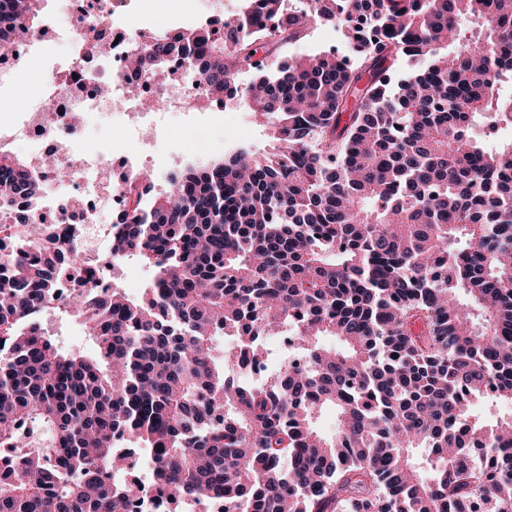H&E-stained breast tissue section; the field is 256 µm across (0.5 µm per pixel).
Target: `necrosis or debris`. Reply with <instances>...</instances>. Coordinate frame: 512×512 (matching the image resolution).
<instances>
[{"instance_id": "1", "label": "necrosis or debris", "mask_w": 512, "mask_h": 512, "mask_svg": "<svg viewBox=\"0 0 512 512\" xmlns=\"http://www.w3.org/2000/svg\"><path fill=\"white\" fill-rule=\"evenodd\" d=\"M54 12L40 31L0 49L13 68L35 67L44 76L37 90L23 97V109L0 119V149H28V163L40 181L51 186L59 176L44 166L46 156L66 162L85 139L89 124H119L133 148L121 157L110 152L85 154L70 176V191L48 194L38 214L44 238L74 240L82 263L77 269L55 270L61 295L99 282L102 259L112 253L113 213L131 210L126 192L153 153L160 120L141 105L161 101L168 116L188 118L201 107L223 110L220 100L204 102L205 86L190 76L181 55L168 59L164 73L135 71L128 57L135 47L148 43L154 28L142 22L117 19L112 0H94L85 11L73 0H55ZM72 44L65 64L46 66L50 40ZM138 96H130L129 86Z\"/></svg>"}]
</instances>
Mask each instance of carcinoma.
I'll use <instances>...</instances> for the list:
<instances>
[{
	"label": "carcinoma",
	"mask_w": 512,
	"mask_h": 512,
	"mask_svg": "<svg viewBox=\"0 0 512 512\" xmlns=\"http://www.w3.org/2000/svg\"><path fill=\"white\" fill-rule=\"evenodd\" d=\"M41 2L0 0V48L42 24ZM308 2L242 0L223 40L200 25L129 59L186 56L272 141L168 172L143 208L138 176L112 236L116 260L156 270L138 298L107 285L54 303L50 272L78 249L37 236L16 196L43 185L0 150L16 239L0 241V448L33 449L0 469V512H132L141 483L112 485L118 436L154 449L160 493H216L224 512H512V414L473 412L512 406V139L474 133L512 128V0ZM336 18L356 65L289 52ZM400 58L417 70L397 83ZM53 305L95 355L57 347ZM290 324L305 363L264 387L228 378ZM28 419L46 436L19 432Z\"/></svg>",
	"instance_id": "1"
}]
</instances>
